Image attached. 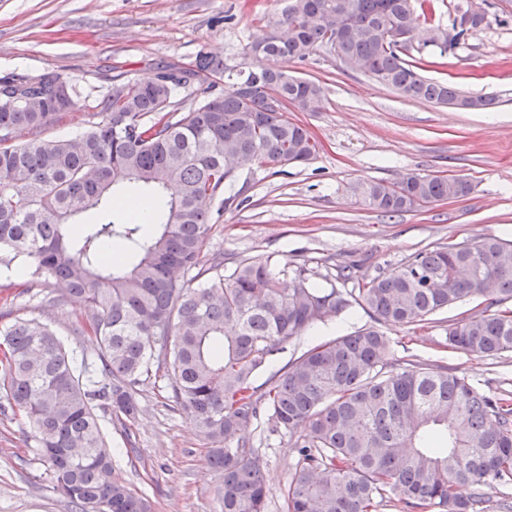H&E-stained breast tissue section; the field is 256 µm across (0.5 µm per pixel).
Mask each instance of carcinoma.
<instances>
[{
  "mask_svg": "<svg viewBox=\"0 0 512 512\" xmlns=\"http://www.w3.org/2000/svg\"><path fill=\"white\" fill-rule=\"evenodd\" d=\"M474 0L456 7L467 26L428 22L418 0H288L275 21L283 40L251 48V74L229 73L224 59L198 54L195 68L159 69L148 82L117 81L82 136L46 140L36 132L76 109L80 92L54 69L0 75V262H19L36 282L60 280L89 312L86 332L98 344L100 366L76 364L48 326L18 319L0 335L7 353L0 385L31 425L54 490L71 512H150L148 499L116 473L100 414L126 419L139 412L141 384L162 369L191 420L210 444L220 473L224 512H265L263 465L241 433L265 414L294 438L299 462L284 494L285 512H377L394 496L411 512H494L488 490L512 480V402L487 395L443 368L390 361L383 324L419 327L467 299L489 305L512 300V243L485 238L414 255L357 289L315 288L306 271L280 267L271 256L240 260L224 275L203 253L212 206L241 169L278 165L316 152L293 106L323 97L320 84L267 69L269 54L303 61L326 47L354 59L401 96L437 105L471 100L455 85L428 79L403 58L413 34L445 55L489 23ZM224 80V92L175 115L173 98L193 80ZM41 96L39 104L27 96ZM33 137L13 142L14 134ZM134 184L139 202L163 218L154 231L111 219L114 189ZM459 177L409 174L403 183H359L353 192L387 214L461 198ZM95 210L98 220L75 239L70 226ZM116 242L110 258L103 248ZM208 276L190 288L185 273ZM288 277L291 285L282 286ZM358 305L373 324L323 341L254 386L282 344L318 322ZM448 346L494 356L512 352V311L452 320Z\"/></svg>",
  "mask_w": 512,
  "mask_h": 512,
  "instance_id": "carcinoma-1",
  "label": "carcinoma"
}]
</instances>
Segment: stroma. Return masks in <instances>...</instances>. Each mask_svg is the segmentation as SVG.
I'll return each instance as SVG.
<instances>
[{
  "instance_id": "stroma-1",
  "label": "stroma",
  "mask_w": 512,
  "mask_h": 512,
  "mask_svg": "<svg viewBox=\"0 0 512 512\" xmlns=\"http://www.w3.org/2000/svg\"><path fill=\"white\" fill-rule=\"evenodd\" d=\"M489 23L448 54L410 47L424 76L455 84L465 95L495 98L488 111H466L403 98L370 74L344 68L327 48L290 61L289 74L318 81L317 111L289 113L318 144L305 163L239 171L219 194L204 263L274 255L304 268L319 286L355 288L341 266L358 265L361 280L389 272L415 254L485 237L512 241V0H488ZM285 0H0V73L28 75L53 68L81 92L77 109L44 127L45 139L88 130L113 81H145L160 67L187 69L199 52L231 69L251 66L249 46L268 32ZM408 173L456 176L470 185L462 198L426 204L390 217L350 190L358 182L399 181ZM359 279V280H360ZM63 285L31 284L0 265V326L17 319L48 323L76 359L97 360L95 339L81 331L86 310L77 299L54 304ZM470 300L439 311L421 327L388 325L391 358L446 366L479 390L512 397V353L469 354L445 340L449 320L484 313ZM361 308L317 324L282 345L279 369L314 344L370 324ZM167 372L141 387L135 420L102 416L117 472L153 512H222L218 473L208 444L176 401ZM266 475V512H283V494L298 453L287 431L267 419L245 427ZM0 512H70L54 492L35 434L0 389Z\"/></svg>"
}]
</instances>
